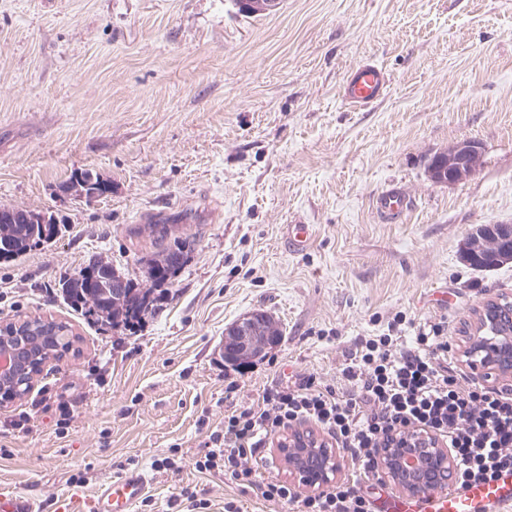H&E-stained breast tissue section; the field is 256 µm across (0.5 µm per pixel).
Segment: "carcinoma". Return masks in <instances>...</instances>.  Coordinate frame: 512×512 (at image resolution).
<instances>
[{
	"label": "carcinoma",
	"instance_id": "1",
	"mask_svg": "<svg viewBox=\"0 0 512 512\" xmlns=\"http://www.w3.org/2000/svg\"><path fill=\"white\" fill-rule=\"evenodd\" d=\"M25 213L22 208H12L2 215H11L13 224L0 223V260H8L41 246L42 241L54 238L60 225L18 224L16 220ZM465 260L475 270H489L491 266L474 257L473 242L481 241L484 253L498 264L512 259L500 257L499 246L491 235V225L485 224L470 236ZM189 243L175 239L163 247L147 262L145 279L150 285L143 287L119 273L112 263L94 261L70 277L59 282V288L67 304L94 323L112 328H133L155 310L156 303L166 294L164 285L178 272L186 261L185 248ZM19 335L11 342L21 350L31 353L38 360H59L73 350L78 339L71 326L54 319L34 318L20 323ZM42 369L30 370L10 385L15 396L21 397L31 387L35 376Z\"/></svg>",
	"mask_w": 512,
	"mask_h": 512
}]
</instances>
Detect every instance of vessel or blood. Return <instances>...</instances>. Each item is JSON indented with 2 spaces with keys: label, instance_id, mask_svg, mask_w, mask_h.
I'll return each mask as SVG.
<instances>
[{
  "label": "vessel or blood",
  "instance_id": "obj_1",
  "mask_svg": "<svg viewBox=\"0 0 512 512\" xmlns=\"http://www.w3.org/2000/svg\"><path fill=\"white\" fill-rule=\"evenodd\" d=\"M390 78L380 66L363 62L347 71L340 93L345 105L363 108L381 99ZM388 221H396L409 208L406 195L392 188L375 202ZM151 482L146 470H127L104 480L87 493L78 484L53 502L40 500L28 490L0 493V512H133ZM372 512H512V471L504 470L487 483L455 488L445 484L423 495L384 492L374 497Z\"/></svg>",
  "mask_w": 512,
  "mask_h": 512
}]
</instances>
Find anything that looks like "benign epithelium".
Listing matches in <instances>:
<instances>
[{
	"mask_svg": "<svg viewBox=\"0 0 512 512\" xmlns=\"http://www.w3.org/2000/svg\"><path fill=\"white\" fill-rule=\"evenodd\" d=\"M481 154L474 141L460 142L446 152L448 180L452 184L476 172L471 159ZM512 315V301L499 297L485 303L477 317L475 333L462 351L466 363L473 369L481 366L499 375L512 374V335L497 331L499 314ZM255 319L249 314L238 320L228 335L235 348L251 353L261 347ZM0 382L11 379L20 371L21 357L13 349L0 346ZM380 453L379 463L384 474L408 493H423L439 478L454 474L455 461L451 451L432 434L392 436ZM288 462V474L299 485L322 491L336 478L340 463L335 449L318 440L310 431L296 432L278 446Z\"/></svg>",
	"mask_w": 512,
	"mask_h": 512,
	"instance_id": "obj_1",
	"label": "benign epithelium"
}]
</instances>
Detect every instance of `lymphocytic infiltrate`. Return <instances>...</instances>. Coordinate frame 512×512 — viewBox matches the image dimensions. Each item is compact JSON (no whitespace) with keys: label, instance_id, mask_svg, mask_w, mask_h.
Masks as SVG:
<instances>
[{"label":"lymphocytic infiltrate","instance_id":"obj_1","mask_svg":"<svg viewBox=\"0 0 512 512\" xmlns=\"http://www.w3.org/2000/svg\"><path fill=\"white\" fill-rule=\"evenodd\" d=\"M401 318L387 333L360 340L333 386L314 374L265 387L257 403L233 410L224 431L196 461L200 470L224 472L242 488L296 512H371L360 480L379 477V455L388 436L425 433L445 441L456 464L454 483L464 487L512 469V388L490 389L457 373L444 322L406 337ZM310 421L349 452L356 477L329 490L300 496L291 485L263 479L260 467L271 436Z\"/></svg>","mask_w":512,"mask_h":512}]
</instances>
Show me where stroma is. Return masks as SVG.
Returning <instances> with one entry per match:
<instances>
[{
	"mask_svg": "<svg viewBox=\"0 0 512 512\" xmlns=\"http://www.w3.org/2000/svg\"><path fill=\"white\" fill-rule=\"evenodd\" d=\"M365 58L392 85L355 110L338 89ZM463 141L482 147L475 175L431 181V156ZM85 169L111 193L67 195ZM391 188L411 200L398 222L375 208ZM0 205L66 218L0 260V321L78 338L0 406V488L50 501L144 469L134 512H290L196 469L225 415L297 373L335 383L398 315L447 321L464 371L467 325L512 297V262L462 258L481 225H512V0H279L254 17L236 0H0ZM152 224L190 244L155 311L105 330L71 309L58 283L92 261L143 282ZM289 224L313 225L306 251ZM257 310L281 341L233 366L225 332Z\"/></svg>",
	"mask_w": 512,
	"mask_h": 512,
	"instance_id": "35a3bbf8",
	"label": "stroma"
}]
</instances>
